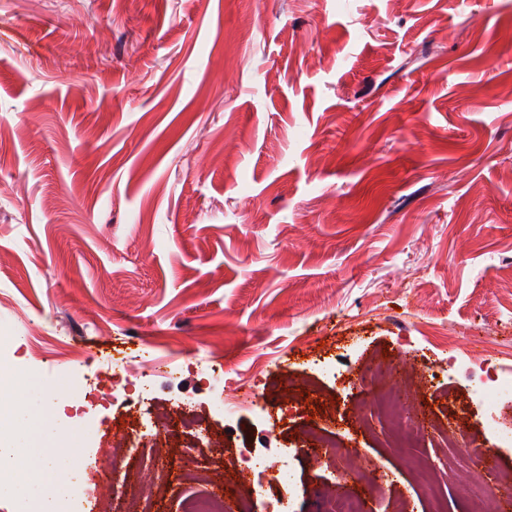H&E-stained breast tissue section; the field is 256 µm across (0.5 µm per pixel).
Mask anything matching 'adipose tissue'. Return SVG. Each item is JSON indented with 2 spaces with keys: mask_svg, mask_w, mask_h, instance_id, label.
I'll list each match as a JSON object with an SVG mask.
<instances>
[{
  "mask_svg": "<svg viewBox=\"0 0 512 512\" xmlns=\"http://www.w3.org/2000/svg\"><path fill=\"white\" fill-rule=\"evenodd\" d=\"M47 414L18 400L15 390H0V415L29 440L24 448L0 442V497L11 498L15 512H58L71 487L76 450L71 437L52 429Z\"/></svg>",
  "mask_w": 512,
  "mask_h": 512,
  "instance_id": "ef3b65f1",
  "label": "adipose tissue"
}]
</instances>
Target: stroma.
Here are the masks:
<instances>
[{"mask_svg":"<svg viewBox=\"0 0 512 512\" xmlns=\"http://www.w3.org/2000/svg\"><path fill=\"white\" fill-rule=\"evenodd\" d=\"M0 129V363L66 404L57 369L108 393L131 360L144 413L192 400L223 440L172 435L147 512L236 505L254 453L287 456L291 512L348 465L362 512H431L417 463L446 512L512 471V447L472 475L452 450L494 442L472 351L512 373V0H0ZM73 341L88 364H63ZM392 364L444 435L390 447L369 405ZM205 372L277 425L211 413ZM88 414L73 508L126 512L150 452L110 454L124 406ZM310 428L345 456L325 465ZM183 510V512H223L224 503L216 495L205 494L188 499Z\"/></svg>","mask_w":512,"mask_h":512,"instance_id":"obj_1","label":"stroma"}]
</instances>
